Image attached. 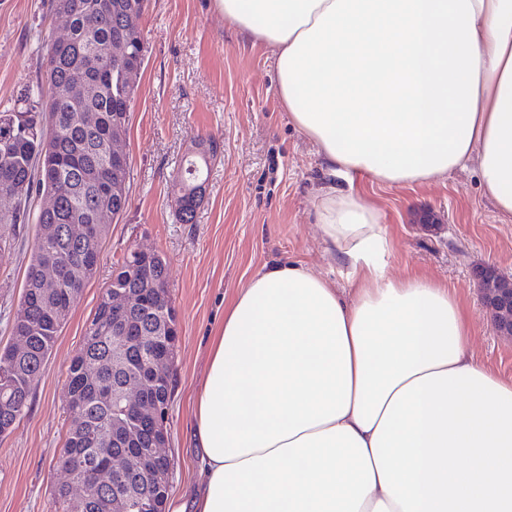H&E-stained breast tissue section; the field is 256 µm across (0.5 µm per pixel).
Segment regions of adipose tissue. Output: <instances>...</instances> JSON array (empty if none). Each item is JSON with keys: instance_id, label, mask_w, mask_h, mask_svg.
Returning <instances> with one entry per match:
<instances>
[{"instance_id": "obj_1", "label": "adipose tissue", "mask_w": 512, "mask_h": 512, "mask_svg": "<svg viewBox=\"0 0 512 512\" xmlns=\"http://www.w3.org/2000/svg\"><path fill=\"white\" fill-rule=\"evenodd\" d=\"M276 58L294 127L346 179L426 184L477 159L512 221V0H214ZM348 291L255 274L209 338L191 403L199 476L166 512H512V379L469 350L429 277L387 272L358 194L316 202Z\"/></svg>"}]
</instances>
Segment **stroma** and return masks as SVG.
<instances>
[{"label":"stroma","mask_w":512,"mask_h":512,"mask_svg":"<svg viewBox=\"0 0 512 512\" xmlns=\"http://www.w3.org/2000/svg\"><path fill=\"white\" fill-rule=\"evenodd\" d=\"M50 0H0V112L11 109L43 72L41 47L62 35ZM147 53L129 114V206L109 225L97 270L76 300L49 354L27 415L0 439V512H54L66 476L54 465L65 445L67 369L117 261L135 244L163 254L177 312L165 452L170 496L195 479L190 405L201 384L208 338L224 304L266 265L295 261L347 282L327 251L315 203L332 182L317 146L291 123L275 80V57L253 44L213 0H147L135 18ZM220 146L194 223H180L174 175L194 141ZM390 241L391 275H424L454 288L471 316L473 354L512 377V339L498 335L482 307L476 271L512 274V222H502L469 161L429 184L387 186L355 177ZM36 224H19L0 247V344H9Z\"/></svg>","instance_id":"stroma-1"}]
</instances>
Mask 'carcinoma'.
<instances>
[{
    "label": "carcinoma",
    "mask_w": 512,
    "mask_h": 512,
    "mask_svg": "<svg viewBox=\"0 0 512 512\" xmlns=\"http://www.w3.org/2000/svg\"><path fill=\"white\" fill-rule=\"evenodd\" d=\"M50 0L58 12L69 7L66 33L45 43L43 81L28 90L16 110L0 112V241L6 231L30 221L32 195H53L57 206L39 211L36 224L57 233L35 238L25 273L24 293L11 321V333L25 339L21 356L0 355V436L13 430L28 413L32 390L47 355L66 324L74 301L95 273L103 234L98 216L122 215L129 205L130 166L112 164V138L126 132L134 98L125 75L144 64L146 45L138 28L125 30L124 18L143 12L145 0ZM124 35L130 56L119 66L106 56L112 40ZM76 81L95 82L87 99L64 94ZM208 168L202 154L185 159L179 191L196 183ZM54 265L59 288L43 294L42 269ZM111 286L100 297L87 325L82 346L68 371L66 401L69 454L57 464L72 482L83 485V499L73 501L63 487L54 492L55 512H163L169 484L156 478L168 461L149 458L167 431L137 408L143 400L165 406L170 401L171 373L154 374L152 355L172 361L177 316L168 288V263L158 252H128L116 263ZM135 295L136 304L114 318L112 288ZM127 457L149 465L126 472L107 488L89 477L93 467Z\"/></svg>",
    "instance_id": "obj_1"
}]
</instances>
